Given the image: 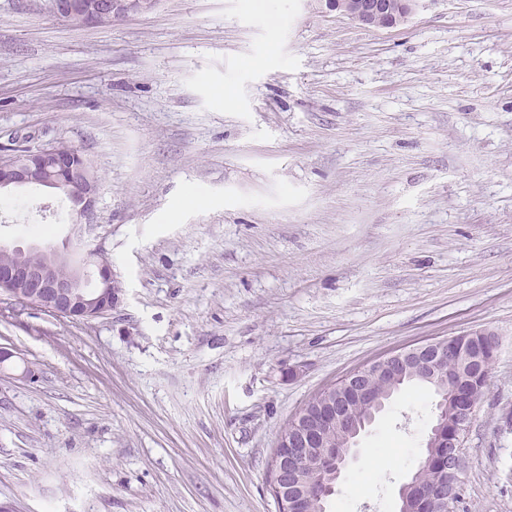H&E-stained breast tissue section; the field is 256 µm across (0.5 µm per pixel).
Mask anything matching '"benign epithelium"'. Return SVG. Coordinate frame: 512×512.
Here are the masks:
<instances>
[{"instance_id":"obj_1","label":"benign epithelium","mask_w":512,"mask_h":512,"mask_svg":"<svg viewBox=\"0 0 512 512\" xmlns=\"http://www.w3.org/2000/svg\"><path fill=\"white\" fill-rule=\"evenodd\" d=\"M417 0H326L329 10L336 11L367 28H395L408 21ZM52 11L70 23L87 25L101 14L138 13L150 9L147 0H52ZM0 191L23 186H39L56 192L73 178L72 159L47 146L28 151L24 156H9L0 161ZM97 186L87 179L83 188L67 196L71 204V224L62 249L40 240L25 246L0 240V250L12 253L17 260L0 263V308L7 310L16 297H23L43 311L76 321H90L102 317L121 302L122 289L116 287V276L107 253L95 243L75 250L73 245L85 240L86 229L91 223ZM451 339L432 341L425 345L403 350L345 378L342 388L346 395L336 396L330 404L336 420L346 421L350 401L363 399L375 401L369 386L371 376L396 375L400 372H417L438 385L446 380L444 362ZM325 415L306 410L299 413L291 435L279 440V450L272 463V484L279 493L285 512H301L302 496L291 493L296 488L294 461L297 459L330 460L329 470L323 474L320 499L327 501L335 493V485L347 463L361 428L351 427L334 448L323 447V422ZM448 428L447 403L437 404L433 425L426 441L427 448L454 449L453 463L444 474L450 479L435 486L431 497L443 510L455 499L448 497V487H457L463 468L461 434L453 439L443 438Z\"/></svg>"}]
</instances>
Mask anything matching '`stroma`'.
I'll return each mask as SVG.
<instances>
[{"label":"stroma","instance_id":"1","mask_svg":"<svg viewBox=\"0 0 512 512\" xmlns=\"http://www.w3.org/2000/svg\"><path fill=\"white\" fill-rule=\"evenodd\" d=\"M59 142L97 178L123 300L0 315V504L279 512L272 457L313 396L489 331L455 512H512V0H420L391 29L323 0L88 26L0 0V158ZM69 222L60 194L0 193V237L51 224L59 246ZM434 403L391 399L330 512H397Z\"/></svg>","mask_w":512,"mask_h":512}]
</instances>
